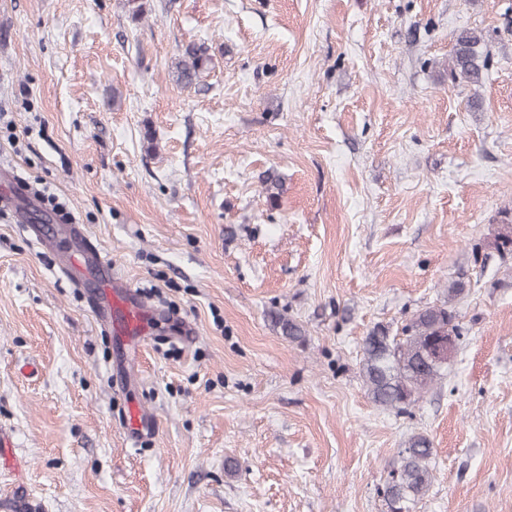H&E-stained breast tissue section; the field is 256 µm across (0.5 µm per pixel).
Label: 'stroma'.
I'll return each mask as SVG.
<instances>
[{
    "instance_id": "35a3bbf8",
    "label": "stroma",
    "mask_w": 512,
    "mask_h": 512,
    "mask_svg": "<svg viewBox=\"0 0 512 512\" xmlns=\"http://www.w3.org/2000/svg\"><path fill=\"white\" fill-rule=\"evenodd\" d=\"M140 2L0 0V512H388L414 433L413 512H512V258L471 253L512 222V0ZM464 29L478 85L448 78ZM45 186L140 293L137 341L32 233ZM460 275L447 376L378 407L363 337ZM480 33L461 30L455 36L454 52L448 64L452 82L482 83L484 71L489 67V56L483 49ZM205 51L202 47L189 45L186 47L183 59L177 63V81L184 87L197 84L200 75L206 68ZM126 433L131 438H139L144 432L154 428L149 415L140 407H130L125 417ZM432 456V443L427 436L417 433L408 438L399 451L396 465L379 489L389 512H413V507L431 486Z\"/></svg>"
}]
</instances>
